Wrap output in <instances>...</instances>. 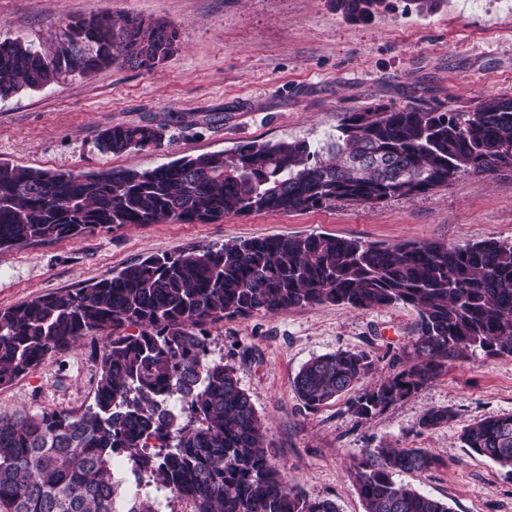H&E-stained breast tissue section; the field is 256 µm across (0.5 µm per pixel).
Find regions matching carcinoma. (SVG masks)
Here are the masks:
<instances>
[{"label":"carcinoma","instance_id":"cac0c4a2","mask_svg":"<svg viewBox=\"0 0 512 512\" xmlns=\"http://www.w3.org/2000/svg\"><path fill=\"white\" fill-rule=\"evenodd\" d=\"M381 0H336L354 21ZM163 21L104 14L67 25L52 53L19 37L0 41V100L67 74L118 66L151 70L176 50ZM166 125L98 131L103 152L159 148ZM512 168V98L468 112L377 105L346 112L323 143L250 141L147 169L91 174L0 161V250L127 224H207L226 215L290 213L345 200L379 204L448 185L462 172ZM332 303L417 310L414 356L360 394L367 420L436 379L470 351L512 355V242L463 248L377 244L324 234L267 236L150 256L65 293L0 310V386L101 332L93 401L79 411L0 415V512H118L114 460L146 478L125 512H155L166 491L194 512H337L288 484L264 450V427L232 366L211 356L208 326L226 318ZM138 328L126 334V327ZM374 369L364 352L307 361L293 381L315 409ZM426 410L423 428L448 423ZM464 447L512 472V414L467 426ZM424 448H367L350 468L365 512H451L394 475L432 469Z\"/></svg>","mask_w":512,"mask_h":512}]
</instances>
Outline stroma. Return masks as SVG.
<instances>
[{
	"label": "stroma",
	"instance_id": "stroma-1",
	"mask_svg": "<svg viewBox=\"0 0 512 512\" xmlns=\"http://www.w3.org/2000/svg\"><path fill=\"white\" fill-rule=\"evenodd\" d=\"M173 24L177 51L151 70L105 68L63 77L0 101V161L66 173L152 168L248 141L325 140L344 113L369 106H433L466 112L480 97L512 98V0H441L418 12L384 0L368 21L334 0H0V40L52 50L67 24L102 13ZM169 120L159 149L102 153L99 129ZM330 234L366 242H432L461 247L512 241V170L464 172L448 184L378 205L339 200L318 210L229 215L209 224H138L0 252V309L83 287L151 255L236 239ZM418 315L398 304L356 310L334 304L256 313L210 328L213 357L231 365L264 424L266 452L308 497L338 512H364L349 468L382 444L424 448L439 463L398 482L442 500L452 512H512V474L470 453L463 429L512 413V356L477 350L370 419L357 394L404 368ZM93 333L0 386V413L77 411L93 399L98 367ZM362 351L375 370L316 409L293 379L310 359ZM445 407L448 424L419 425Z\"/></svg>",
	"mask_w": 512,
	"mask_h": 512
}]
</instances>
